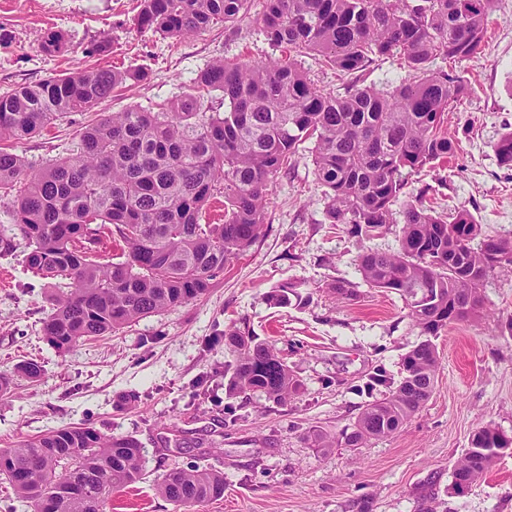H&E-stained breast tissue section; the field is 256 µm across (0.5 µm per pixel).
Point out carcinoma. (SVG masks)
Segmentation results:
<instances>
[{
	"label": "carcinoma",
	"mask_w": 512,
	"mask_h": 512,
	"mask_svg": "<svg viewBox=\"0 0 512 512\" xmlns=\"http://www.w3.org/2000/svg\"><path fill=\"white\" fill-rule=\"evenodd\" d=\"M251 7V0H140L134 24L175 39L243 22ZM497 10L498 0H265L263 30L287 58L216 59L155 111L100 113L75 152L38 170L15 144L64 114L98 108L145 73L96 67L0 93V190L11 196L13 220L0 225V257L23 249L27 270L58 290L43 335L65 351L206 295L262 236L268 187L307 141L328 223L361 239L402 225L397 251L358 254L364 281L403 296L425 335L474 315L486 277L512 272V239L481 237L466 209L436 212L425 188L400 212L393 206L406 194V171L455 154L444 115L470 88L437 61L476 55ZM40 47L60 53L64 37L46 33ZM306 55L347 79L343 92L321 90L301 65ZM390 56L403 60L405 78L381 89L360 84L372 62ZM495 153L512 167L511 130ZM450 255L464 265H448ZM296 288L283 284L268 301H300ZM450 305L458 307L453 316ZM224 340L235 355L228 396L260 393L282 404L298 391L273 345L239 327ZM402 366L388 396L363 405L351 432H342L344 445L392 435L429 399L435 345L421 342ZM500 438L489 425L474 432L454 466V489L460 474L480 477L501 457ZM143 464L137 438L84 423L0 449V476L33 512H106L112 490L140 479ZM157 491L178 505H202L224 497V474L175 469Z\"/></svg>",
	"instance_id": "obj_1"
}]
</instances>
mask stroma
<instances>
[{"label":"stroma","mask_w":512,"mask_h":512,"mask_svg":"<svg viewBox=\"0 0 512 512\" xmlns=\"http://www.w3.org/2000/svg\"><path fill=\"white\" fill-rule=\"evenodd\" d=\"M264 0H253L240 26L178 40L136 28L139 0H0V92L49 76L100 65L146 71L103 111L152 108L186 91L215 59L277 57L259 23ZM60 32L64 54L42 52L38 37ZM108 41L103 56L87 49ZM471 93L444 123L457 141L442 168L407 178L408 192L428 187L440 212L469 209L483 234L512 239V168L494 146L512 130V0H499L481 54L459 63ZM95 118L77 112L54 122L17 151L34 167L66 155ZM267 231L234 259L207 295L132 323L108 338L58 351L42 321L50 289L27 271L22 254L0 258L12 285L0 288V448L50 430L89 423L145 448L142 478L113 491L107 512H512V453L504 454L469 490L452 486L456 460L473 433L492 425L512 437V275L491 273L479 315L433 337L439 354L434 390L394 434L364 447L322 449L313 433L339 437L367 398L358 388L376 370L399 383L402 359L423 335L394 292L366 284L359 249L391 253L400 227L359 240L344 225L324 221L322 191L309 145L269 191ZM355 283L356 300L337 301L332 283ZM294 283L302 303L270 305L267 296ZM247 327L273 344L300 383L288 403L260 394L227 397L234 356L224 331ZM42 367L39 380L15 372L24 360ZM135 402H126L127 394ZM181 448H165V441ZM205 465L224 474V496L184 507L163 499L156 485L171 470Z\"/></svg>","instance_id":"1"}]
</instances>
